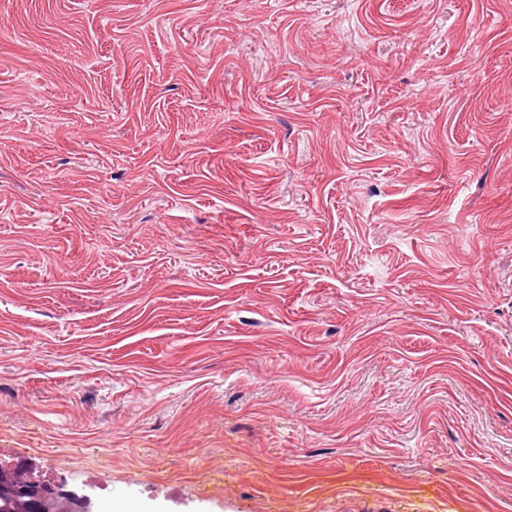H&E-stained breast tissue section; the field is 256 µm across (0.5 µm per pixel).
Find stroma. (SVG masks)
Returning a JSON list of instances; mask_svg holds the SVG:
<instances>
[{
	"mask_svg": "<svg viewBox=\"0 0 512 512\" xmlns=\"http://www.w3.org/2000/svg\"><path fill=\"white\" fill-rule=\"evenodd\" d=\"M138 512H512V0H0V466Z\"/></svg>",
	"mask_w": 512,
	"mask_h": 512,
	"instance_id": "stroma-1",
	"label": "stroma"
}]
</instances>
